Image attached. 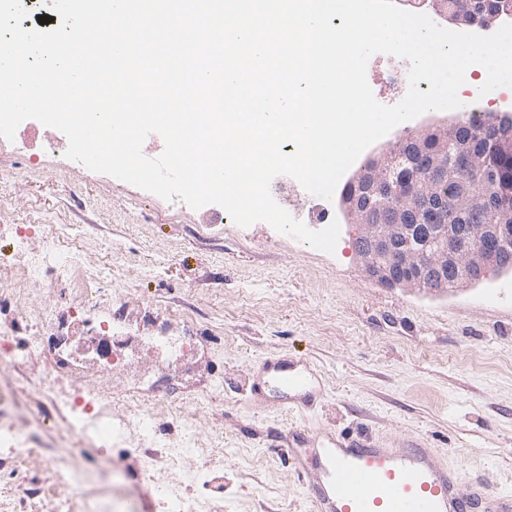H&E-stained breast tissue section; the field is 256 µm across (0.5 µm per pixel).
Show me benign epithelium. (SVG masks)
<instances>
[{
	"label": "benign epithelium",
	"mask_w": 512,
	"mask_h": 512,
	"mask_svg": "<svg viewBox=\"0 0 512 512\" xmlns=\"http://www.w3.org/2000/svg\"><path fill=\"white\" fill-rule=\"evenodd\" d=\"M484 126L490 132L489 145L504 159H512V115L489 114ZM429 143V150L424 144ZM483 136L461 131V125H435L407 137L400 145L407 150H386L372 158L371 177L364 184H353L341 195L347 222L354 228L356 253L366 274L387 288H405L442 294L448 287L462 288L481 281L491 271L512 273V225L492 221L469 224L463 235L440 233L423 248L411 245L415 218L434 221L448 209V198L426 183L420 190H408L397 178L404 166L426 151L431 157L429 172L445 174L448 165L459 161L466 174L459 180L454 206L481 211L495 218L508 210L512 200L498 192L501 172L481 162ZM487 187L483 193H470L469 177Z\"/></svg>",
	"instance_id": "7a95c632"
}]
</instances>
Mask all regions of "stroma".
<instances>
[{
  "label": "stroma",
  "mask_w": 512,
  "mask_h": 512,
  "mask_svg": "<svg viewBox=\"0 0 512 512\" xmlns=\"http://www.w3.org/2000/svg\"><path fill=\"white\" fill-rule=\"evenodd\" d=\"M282 206L315 231L341 213L339 200L298 184ZM219 211L174 205L49 150L33 161L0 138V260L15 250L16 225H26L31 251L41 225L71 227L85 271L112 301V345L122 355L112 366L113 403L140 400L170 436L179 456L170 483L223 512H313L288 436L322 430L385 448L421 439L460 474V496L476 482L512 492V275L440 295L387 288L365 273L349 224L328 254ZM25 302L55 303L73 338L87 335L89 323L71 318L48 282H28ZM270 357L313 370L317 408L282 403L262 373ZM44 371L85 388L53 337L41 338L26 365L0 358V406L23 408L35 445L71 457V468L43 473L44 483L109 466L133 512H164L130 472L133 449L105 457L39 418L32 399ZM190 431L195 445L186 448Z\"/></svg>",
  "instance_id": "stroma-1"
}]
</instances>
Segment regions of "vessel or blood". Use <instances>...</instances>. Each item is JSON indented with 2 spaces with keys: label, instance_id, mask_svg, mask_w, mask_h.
Here are the masks:
<instances>
[{
  "label": "vessel or blood",
  "instance_id": "obj_1",
  "mask_svg": "<svg viewBox=\"0 0 512 512\" xmlns=\"http://www.w3.org/2000/svg\"><path fill=\"white\" fill-rule=\"evenodd\" d=\"M269 372L292 406L311 408L316 399L307 374L275 363ZM310 486L314 512H468L470 501L457 492L458 474L436 463L422 441L385 448L349 434L327 436L313 449ZM474 498L512 512V495L476 484ZM473 498V499H474Z\"/></svg>",
  "mask_w": 512,
  "mask_h": 512
}]
</instances>
